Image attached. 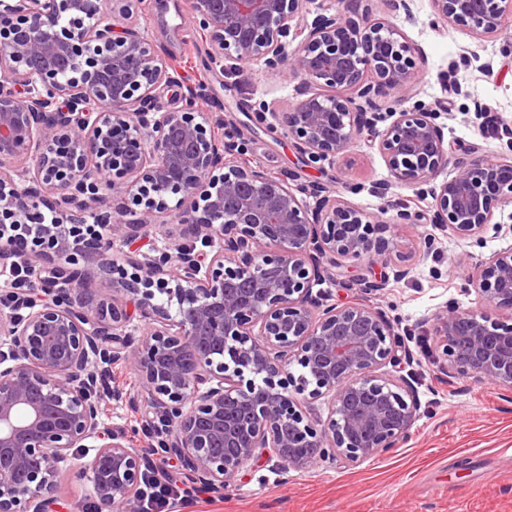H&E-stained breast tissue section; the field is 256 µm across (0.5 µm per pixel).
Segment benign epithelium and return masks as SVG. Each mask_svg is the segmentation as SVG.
<instances>
[{"label":"benign epithelium","instance_id":"obj_1","mask_svg":"<svg viewBox=\"0 0 512 512\" xmlns=\"http://www.w3.org/2000/svg\"><path fill=\"white\" fill-rule=\"evenodd\" d=\"M145 2L0 0V228L14 229L0 243V512H60L63 473L97 506L142 512L170 460L190 495L222 494L262 460L288 473L394 453L424 413L413 378L390 371L405 328L382 308L322 306L325 265L383 256L416 224L463 241L492 223L512 233L495 222L512 206V155L452 149L445 107L418 99V51L366 0L310 22L306 0L190 4L214 65L302 77L275 116L305 167L350 161L365 134L428 211L389 200L371 218L317 183L227 160L244 135L212 122L203 85L159 105L168 65L131 22ZM432 2L478 41L512 18V0ZM173 210L183 241L121 258ZM454 264L478 305L448 299L429 353L450 379L511 390L512 248ZM116 365L138 378L110 395L140 416L144 448L105 421L98 387Z\"/></svg>","mask_w":512,"mask_h":512}]
</instances>
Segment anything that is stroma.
<instances>
[{"label": "stroma", "instance_id": "obj_1", "mask_svg": "<svg viewBox=\"0 0 512 512\" xmlns=\"http://www.w3.org/2000/svg\"><path fill=\"white\" fill-rule=\"evenodd\" d=\"M395 23L422 54L420 99L442 101L450 113L448 142L464 150L506 151L499 128L478 117L474 104L485 103L496 117L512 122V57L502 52L512 39V23L498 37L477 41L457 26L440 22L431 0H415L413 19L399 17ZM135 24L181 74L205 83L208 112L246 134L244 159L250 165L274 174L293 172L301 182L331 189L340 179L364 186L389 179L382 157L364 137L353 147L352 167H303L293 140L267 132L249 109L251 102L262 99L272 111H286L296 100L300 77L271 74L259 63L244 65L239 73L216 68L191 23L189 0H151ZM452 60L464 89L458 97L438 79ZM430 235L436 238V252L410 261L407 274L396 277V252L408 251L418 237ZM393 243V255L330 267L322 288L336 304L360 298L392 308L403 326L415 331L409 343L412 368L427 411L407 442L390 455L354 466L327 460L303 472L284 473L273 463L261 462L246 468L224 496L201 493L187 503H174L168 512H512V390L442 379L417 339L448 299L464 308L474 306V295L463 290L460 267L452 263L471 247L432 224L400 231ZM374 277L386 279L384 290L362 295L356 282Z\"/></svg>", "mask_w": 512, "mask_h": 512}]
</instances>
